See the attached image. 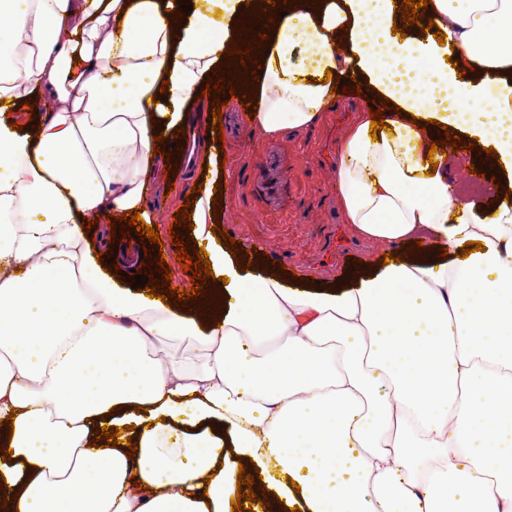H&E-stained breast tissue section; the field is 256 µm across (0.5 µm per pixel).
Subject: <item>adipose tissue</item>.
Here are the masks:
<instances>
[{"mask_svg":"<svg viewBox=\"0 0 512 512\" xmlns=\"http://www.w3.org/2000/svg\"><path fill=\"white\" fill-rule=\"evenodd\" d=\"M191 4L0 0V512H230L231 452L273 512H512V202L459 201L428 148L446 125L512 184V0H432L441 43L393 35L395 0L275 5L252 130L314 126L328 74L389 99L384 129L365 112L345 136L335 181L345 223L394 258L299 287L240 267L209 230L211 142L192 211L226 280L209 319L111 276L85 237L99 216L156 221L153 137L186 126L247 17ZM23 90L50 106L19 131ZM160 336L194 357L162 360ZM103 427L136 454L97 444Z\"/></svg>","mask_w":512,"mask_h":512,"instance_id":"1","label":"adipose tissue"}]
</instances>
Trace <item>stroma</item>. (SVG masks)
<instances>
[{"label":"stroma","instance_id":"obj_1","mask_svg":"<svg viewBox=\"0 0 512 512\" xmlns=\"http://www.w3.org/2000/svg\"><path fill=\"white\" fill-rule=\"evenodd\" d=\"M356 117L351 109L324 112L317 125L291 139L272 141L246 129L230 130L225 137L231 175L223 188L221 225L238 245L286 262L298 283L337 275L336 270L320 268L318 259L329 232V203L336 198L331 169L337 163L338 145ZM275 146L283 151L280 163L288 174L281 187L285 209L267 223L261 219L266 199L251 191L248 183L265 153Z\"/></svg>","mask_w":512,"mask_h":512}]
</instances>
